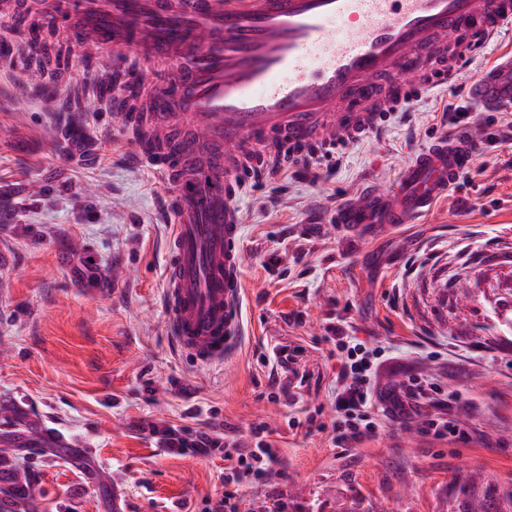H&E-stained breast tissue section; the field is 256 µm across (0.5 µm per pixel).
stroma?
I'll return each instance as SVG.
<instances>
[{
	"label": "stroma",
	"mask_w": 512,
	"mask_h": 512,
	"mask_svg": "<svg viewBox=\"0 0 512 512\" xmlns=\"http://www.w3.org/2000/svg\"><path fill=\"white\" fill-rule=\"evenodd\" d=\"M1 35L15 49L0 58V470L10 477L0 512L20 496L26 512H114L116 486L121 512H210L257 427L278 462L242 484L238 512H468L476 502L512 512V144L484 139L512 114L471 109L479 158L423 217L366 234L336 222L365 182L397 188L414 154L443 136L456 85L512 54V37L371 137L247 183L243 342L224 365L204 366L168 333L164 184L107 105H61L70 88L144 63L84 57L59 30L68 70L33 86L11 16L0 15ZM337 324L380 349L377 388L414 376L439 386L436 400L338 443ZM436 417L468 437L425 434ZM164 424L220 428L234 447L167 454L151 432ZM51 427L94 457L71 464Z\"/></svg>",
	"instance_id": "35a3bbf8"
}]
</instances>
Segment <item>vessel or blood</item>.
Wrapping results in <instances>:
<instances>
[{"mask_svg":"<svg viewBox=\"0 0 512 512\" xmlns=\"http://www.w3.org/2000/svg\"><path fill=\"white\" fill-rule=\"evenodd\" d=\"M47 19L86 52L140 56L130 76L188 136L159 157L174 216L169 328L180 351L216 365L240 332L238 189L270 145L296 154L342 149L390 113L455 78L512 30V0H41ZM480 108L512 109V56L466 85ZM467 130L426 147L391 191L350 197L352 231L426 214L477 160Z\"/></svg>","mask_w":512,"mask_h":512,"instance_id":"1","label":"vessel or blood"}]
</instances>
